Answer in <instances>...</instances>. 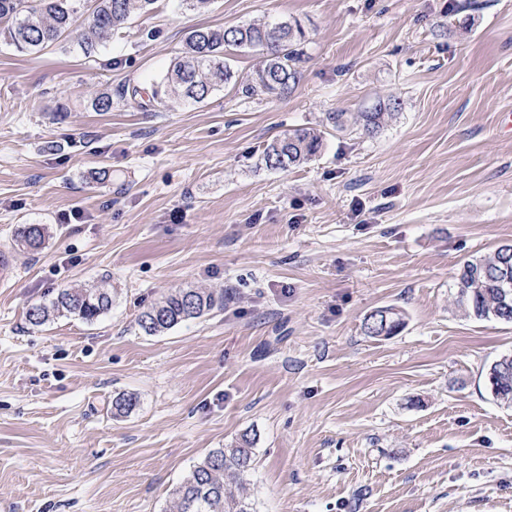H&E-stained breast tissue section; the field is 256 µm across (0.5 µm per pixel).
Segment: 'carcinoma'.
<instances>
[{
    "mask_svg": "<svg viewBox=\"0 0 512 512\" xmlns=\"http://www.w3.org/2000/svg\"><path fill=\"white\" fill-rule=\"evenodd\" d=\"M155 0H0V37L20 52L37 53L49 43L62 41L80 24L77 45L85 54L105 46L112 33L124 27L131 15L152 10ZM303 31L284 20L224 28L198 27L186 34L184 48L153 97L161 95L199 104L224 88L234 72L224 62L230 47L253 49L264 57L262 68L242 85L248 97L288 93L298 80L296 63ZM395 99L378 102L360 113L362 129L374 134L397 115ZM322 137L312 128L295 129L266 143L261 160L271 170H286L308 163L319 152ZM47 228L27 224L18 230L17 241L36 251L45 243ZM457 299L465 313L476 319L512 323V248L467 260L456 277ZM112 309V289L107 285L63 288L47 303L31 305L28 322L41 326L59 317H78L92 322ZM224 309V290L176 288L162 296L138 318L147 335L165 332L181 322ZM405 319L401 310L383 307L371 312L363 323L364 334L388 338L399 333ZM493 396L512 405V361L493 362L488 373ZM135 397L118 394L112 413L127 414ZM253 440L243 435L241 443L214 448L198 461L171 493V512H257L246 493L252 466Z\"/></svg>",
    "mask_w": 512,
    "mask_h": 512,
    "instance_id": "cac0c4a2",
    "label": "carcinoma"
}]
</instances>
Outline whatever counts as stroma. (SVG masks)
<instances>
[{
  "label": "stroma",
  "instance_id": "1",
  "mask_svg": "<svg viewBox=\"0 0 512 512\" xmlns=\"http://www.w3.org/2000/svg\"><path fill=\"white\" fill-rule=\"evenodd\" d=\"M455 2L156 0L89 56L0 41V250L20 269L0 288V512H168L245 435L257 512H512V406L487 380L512 323L467 316L454 288L512 242V0ZM278 20L305 34L288 95L243 96L263 56L231 49L236 80L205 103L117 96L158 83L192 28ZM392 98L376 135L326 122ZM303 127L313 161L261 165ZM21 224L48 225L40 251ZM101 281L94 323L27 321ZM187 287L223 289V310L145 335L139 314ZM389 305L404 329L366 336Z\"/></svg>",
  "mask_w": 512,
  "mask_h": 512
}]
</instances>
